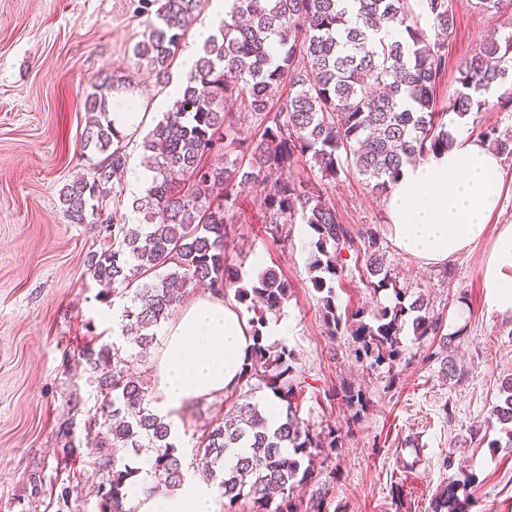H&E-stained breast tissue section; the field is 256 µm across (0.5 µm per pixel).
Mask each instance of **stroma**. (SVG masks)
I'll return each mask as SVG.
<instances>
[{
  "instance_id": "1",
  "label": "stroma",
  "mask_w": 512,
  "mask_h": 512,
  "mask_svg": "<svg viewBox=\"0 0 512 512\" xmlns=\"http://www.w3.org/2000/svg\"><path fill=\"white\" fill-rule=\"evenodd\" d=\"M130 0H0V512H56L57 493L68 487L74 512H95L102 480L86 442L96 388L80 357L88 347L112 342L111 300L87 274L84 260L104 246L99 225L70 223L61 192L89 169L82 149L85 100L97 76H126L142 114L123 143L129 167L140 164L143 137L161 118L183 79L173 63L167 79L134 57L144 17ZM455 25L448 36L449 69L437 85L438 103L458 88L455 67L501 27L502 17L453 0ZM496 108L465 118L448 114L480 137L490 125L512 129V80L493 90ZM504 200L482 239L442 265H425L399 252L389 234L388 196L372 191L355 170L324 187L343 223L372 229L382 239L393 284L367 286L364 247L343 251L336 304L343 313L391 305L394 288L426 299L444 318L452 342L448 356L461 370L451 380L426 362L432 341L400 336L394 366L356 361L349 336H326L309 261L312 230L286 225L273 237L267 214L253 196H241L228 227L226 260L249 282L265 269L280 272L290 297L281 313L291 321L285 342L296 358L292 405L313 431L338 428L334 468H322L308 489L324 485L335 512H431L439 488L467 475L471 512H512V434L493 413L503 378L512 375V320L485 301L482 264L499 225L512 224V159L502 162ZM360 389L366 406L353 414L336 392ZM81 403L72 407L70 395ZM232 398H199L178 412L185 469L201 471L191 431L224 415ZM75 416L74 448L58 434ZM452 465L442 468L444 457ZM41 481L31 495L33 481Z\"/></svg>"
}]
</instances>
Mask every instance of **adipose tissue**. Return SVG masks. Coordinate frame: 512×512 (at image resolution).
I'll return each instance as SVG.
<instances>
[{
  "label": "adipose tissue",
  "instance_id": "1",
  "mask_svg": "<svg viewBox=\"0 0 512 512\" xmlns=\"http://www.w3.org/2000/svg\"><path fill=\"white\" fill-rule=\"evenodd\" d=\"M501 200L500 156L460 133L448 151L402 169L388 199L390 237L400 252L444 264L485 235ZM482 279L489 308L512 318V224L499 226ZM252 345L244 317L223 297L190 301L164 328L155 362L157 413L169 418L191 400L239 389ZM147 470L140 464L128 483L135 512H218L212 488L191 479L172 493L142 494Z\"/></svg>",
  "mask_w": 512,
  "mask_h": 512
}]
</instances>
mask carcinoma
<instances>
[{
    "instance_id": "cac0c4a2",
    "label": "carcinoma",
    "mask_w": 512,
    "mask_h": 512,
    "mask_svg": "<svg viewBox=\"0 0 512 512\" xmlns=\"http://www.w3.org/2000/svg\"><path fill=\"white\" fill-rule=\"evenodd\" d=\"M356 8L348 17L346 2ZM428 26L415 19L409 0H224L219 35L208 39L172 105L143 138L141 164L153 173L144 196L132 202L142 215L136 224L118 223L106 198L112 178L127 163L118 132L109 118L104 87L123 86L116 75L103 77L88 95L91 112L83 148L99 159L89 171L66 185L65 215L73 224H100L112 245L93 252L86 271L127 299L115 329L133 337L139 349L157 343V330L171 321L186 289L205 283L214 294L235 297L254 315L251 362L245 367L249 394L270 390L284 406L278 426L269 423L260 402L234 403L196 437L194 448L206 459L209 476L224 498V512H327L321 492L304 498L301 490L317 461H329L340 444L336 429L315 433L301 425L292 410L295 355L283 343L263 344L267 314L288 301V281L274 269L263 271L248 288L226 266V225L233 222L240 195L253 191L269 216L273 231L296 221L314 232L309 269L321 293L325 332L346 331L356 360L392 365L401 356L400 336L440 337L443 317L419 296L394 289L395 303L365 321L366 310L344 318L337 314L335 281L343 269L341 251L355 241L365 244L369 288L391 284L383 262L382 241L373 231L344 224L315 180L290 173L302 162L336 179L353 165L365 182L386 192L402 167L430 153L447 151L453 139L444 116L462 118L489 106L485 98L506 82L512 67V21L500 38L479 44L456 67V96L439 109L435 88L446 69L443 37L454 25L451 0H420ZM482 14L504 13L512 0H472ZM146 17L147 32L135 56L159 77L168 75L202 0H132ZM255 119L245 131L236 113ZM497 154L512 158V138L495 127L481 133ZM97 383L99 448L94 465L106 475L98 486L96 512H134L127 502L129 462L150 453V470L142 491L164 486L173 491L185 480L178 447L170 441V424L151 408L153 396L139 353L120 356L116 344L82 351ZM503 404L494 412L512 424V378L501 385ZM243 448L232 467L225 452ZM464 485L442 486L431 512H470L459 492ZM280 496L273 503L272 494Z\"/></svg>"
}]
</instances>
